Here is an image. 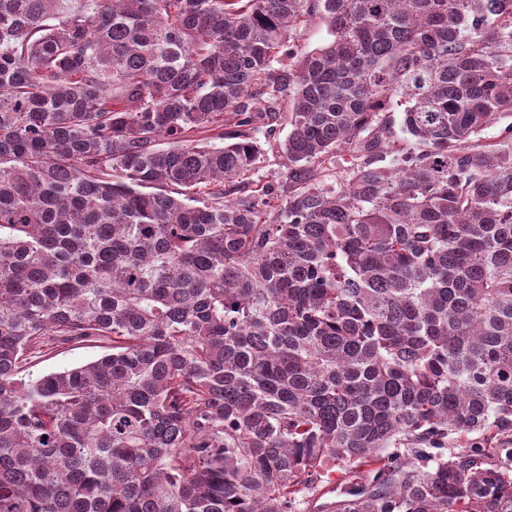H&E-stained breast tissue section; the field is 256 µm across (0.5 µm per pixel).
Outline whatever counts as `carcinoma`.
I'll list each match as a JSON object with an SVG mask.
<instances>
[{"label":"carcinoma","instance_id":"obj_1","mask_svg":"<svg viewBox=\"0 0 512 512\" xmlns=\"http://www.w3.org/2000/svg\"><path fill=\"white\" fill-rule=\"evenodd\" d=\"M503 116L512 0H0V512H512ZM330 38L328 27L319 19L301 25L290 39V46L297 55L315 49ZM255 136L259 140L263 153L256 164L253 179L261 180V184L265 182L270 184L280 182V177L285 171L288 161L277 149L269 147L265 142L266 139L263 132H258ZM101 346L108 345L105 343L94 345L86 342L59 345L41 354L43 356L33 358L31 370L34 374H39L80 366L111 352V349ZM340 476L335 472L325 477L324 487L316 493H305L300 499V512H328L327 504L339 499L340 492L343 491L337 479ZM328 478V479H327Z\"/></svg>","mask_w":512,"mask_h":512}]
</instances>
